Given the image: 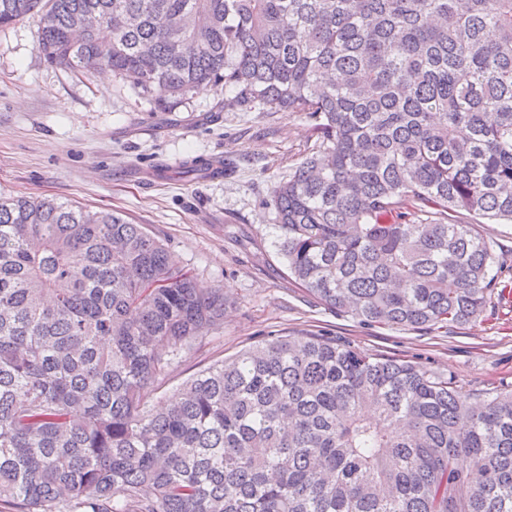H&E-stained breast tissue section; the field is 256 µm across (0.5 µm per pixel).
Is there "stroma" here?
Listing matches in <instances>:
<instances>
[{
  "mask_svg": "<svg viewBox=\"0 0 512 512\" xmlns=\"http://www.w3.org/2000/svg\"><path fill=\"white\" fill-rule=\"evenodd\" d=\"M38 19L0 28V196L48 197L114 210L162 239L178 264L224 287V325L185 349L148 403L171 400L211 362L269 335L328 336L365 352L417 362L474 392L512 385V226L462 215L501 242L506 286L484 315L452 332L358 323L326 310L289 278L276 247L272 190L311 154L317 135L301 114L233 106V90L205 85L168 111L128 82L47 64ZM220 157L224 178L181 177L187 162ZM163 167L166 179L150 178Z\"/></svg>",
  "mask_w": 512,
  "mask_h": 512,
  "instance_id": "obj_1",
  "label": "stroma"
}]
</instances>
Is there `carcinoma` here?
<instances>
[{
  "mask_svg": "<svg viewBox=\"0 0 512 512\" xmlns=\"http://www.w3.org/2000/svg\"><path fill=\"white\" fill-rule=\"evenodd\" d=\"M28 15L48 62L161 108L211 83L313 120L272 202L325 308L445 333L486 310L498 244L458 214L512 224V0H0V28ZM225 303L118 212L1 199L0 507L512 512V388L277 336L149 405Z\"/></svg>",
  "mask_w": 512,
  "mask_h": 512,
  "instance_id": "cac0c4a2",
  "label": "carcinoma"
}]
</instances>
